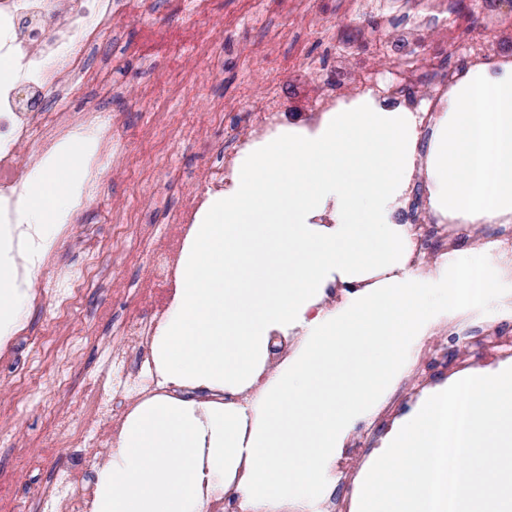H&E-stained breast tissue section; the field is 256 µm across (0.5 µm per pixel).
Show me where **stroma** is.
<instances>
[{"instance_id": "1", "label": "stroma", "mask_w": 512, "mask_h": 512, "mask_svg": "<svg viewBox=\"0 0 512 512\" xmlns=\"http://www.w3.org/2000/svg\"><path fill=\"white\" fill-rule=\"evenodd\" d=\"M454 7L463 22L455 38L444 45L439 32H427L412 45L414 55L438 46L449 60H456L467 54L470 25L475 22L490 30L494 62H512V7L506 0H455ZM405 11L403 0H389L385 16L374 21L352 13L351 0H210L208 14L196 16L184 10L179 0H146L143 9L122 19L111 39L87 50L86 61L92 68L111 65L112 94L100 98L94 90H83L70 99L71 112H82L94 100L120 125L139 132L164 122L171 112H187L207 123L213 99L230 103L231 108L225 111L223 124L209 125L202 141L149 144V180L141 179L134 164L122 173L103 171L98 181L82 188L83 194L94 198L90 209L81 212L72 205L49 215V223L68 227L51 250L52 268L82 271L80 297L69 313L59 316L46 303L42 289L32 288L33 299L21 329L0 350V429L9 433L8 438H0V485L23 494L45 484L56 468L73 465L68 447L75 428L56 426L52 413L66 411L79 401L94 379L103 344L121 343L118 324L149 304V297L139 291L148 277L147 233L166 224L179 207L187 183L203 178L210 167L223 161L230 130L247 121L242 102L246 85L261 88L267 69L280 60L290 62V69L279 76L278 119L286 128L310 126L307 106L316 86L333 77L337 51L353 45L362 28L374 27L379 34L396 31L406 19ZM150 22L171 31L196 29L212 43L208 62L184 58L183 73L173 76L170 84H159L152 98L142 96L140 89L156 82L167 65L162 61L145 64L138 55ZM198 75L208 81L201 93L193 83ZM118 207L133 212L131 224L103 222L101 212ZM88 232L101 245L94 256L81 246V237ZM83 316L92 318L94 334L73 339L72 326ZM51 320L56 323L54 344L64 377L60 384L46 374L42 352L30 343ZM495 333L512 336V322L490 327L479 315H458L445 320L436 336L415 350L408 371L382 403L373 424L359 425L345 450L332 493L342 508L350 507L353 480L380 435L409 409L423 386L468 368L497 364V357L487 355L483 343L484 337ZM51 436L56 437L60 452L45 461L40 476L18 466L19 458L36 454Z\"/></svg>"}]
</instances>
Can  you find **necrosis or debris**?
<instances>
[{
  "label": "necrosis or debris",
  "instance_id": "1",
  "mask_svg": "<svg viewBox=\"0 0 512 512\" xmlns=\"http://www.w3.org/2000/svg\"><path fill=\"white\" fill-rule=\"evenodd\" d=\"M114 25L112 0H0V55L9 56L14 62L13 78L0 92V223H19L18 205L25 193L26 174L58 140L74 132L86 138H100L104 143L123 138V129L107 123L97 105H89L77 114L65 108L69 97L86 87L101 95L111 93L110 69L88 68L84 49L107 39ZM470 40V54L456 63L442 64L439 54L433 52L397 66L386 83L375 86L376 96L405 106L419 120L432 118L456 78L489 61L483 49L486 35L474 31ZM188 49L198 57L206 53L205 43L195 30L173 32L149 27L139 52L173 64L182 61ZM363 79L362 66L343 67L338 82L319 87L310 111L324 113L350 102ZM47 97L55 99L57 110L39 111L37 101ZM280 110L275 80L266 77L263 92L250 98L245 131L233 135L221 165L209 168L202 179L185 189L180 207L165 224L158 242L151 246L149 276L143 288L149 291L153 303L150 309L124 320L123 345L106 352L95 374L94 388L81 398V435L99 449L109 448L112 443V435L105 428L111 413L126 405L133 395L147 396L159 390L140 344L155 332L174 293L176 257L188 228L199 220L211 198L228 189L236 159L262 139L279 134ZM397 221L416 225V235L422 240L448 237L447 225L432 219L427 202L416 187ZM94 497V481L78 478L72 468L62 467L39 491L38 512H91Z\"/></svg>",
  "mask_w": 512,
  "mask_h": 512
}]
</instances>
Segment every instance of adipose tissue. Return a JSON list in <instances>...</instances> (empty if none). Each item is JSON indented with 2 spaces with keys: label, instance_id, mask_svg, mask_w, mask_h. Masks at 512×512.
<instances>
[{
  "label": "adipose tissue",
  "instance_id": "adipose-tissue-1",
  "mask_svg": "<svg viewBox=\"0 0 512 512\" xmlns=\"http://www.w3.org/2000/svg\"><path fill=\"white\" fill-rule=\"evenodd\" d=\"M418 141L415 115L364 94L240 162L223 202L192 225L151 340L162 384L226 400L136 405L101 465L94 512H206L231 492L244 512H324L344 448L412 350L458 313L512 320V252L489 242L416 266L414 227L394 221L421 167L440 216L512 222V64L471 70L427 155ZM80 165L70 155L45 169L22 203L37 259L65 231L45 217L74 194ZM16 242L0 226V344L30 302Z\"/></svg>",
  "mask_w": 512,
  "mask_h": 512
}]
</instances>
